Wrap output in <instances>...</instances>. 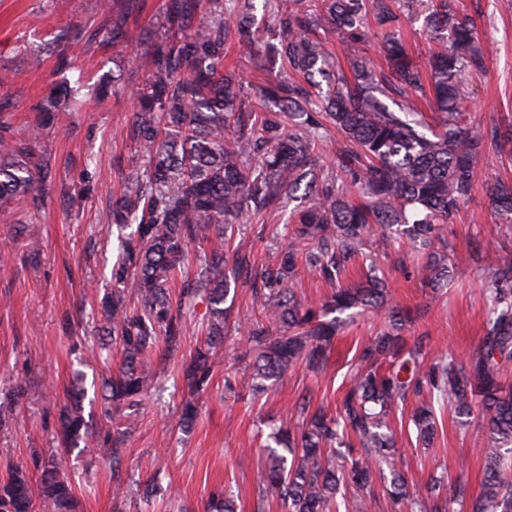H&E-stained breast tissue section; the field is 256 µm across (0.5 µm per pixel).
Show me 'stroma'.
<instances>
[{"instance_id":"1","label":"stroma","mask_w":512,"mask_h":512,"mask_svg":"<svg viewBox=\"0 0 512 512\" xmlns=\"http://www.w3.org/2000/svg\"><path fill=\"white\" fill-rule=\"evenodd\" d=\"M478 27L488 70L474 79L465 104L466 121L490 129L512 120V0H462ZM107 14L100 0H0V96L13 106L4 116L19 140H26L38 120L37 106L51 82L81 81L84 89L71 111L41 132L37 152L47 163L49 194L40 211L14 213L0 221V400L21 397L12 416L0 423V479L33 452L61 459L71 479L75 512H205L220 490L232 492L242 512L257 506L261 446L273 428L299 420L295 402L334 407L357 368L359 345L376 335L383 310L355 313L340 331L327 369L313 374L288 371L264 395L250 400L242 389L226 390L224 363L245 345L228 331L224 350L213 364L210 386L199 398L195 427L182 432L177 420L187 397L177 361L155 365L157 385L139 407L136 430L124 447L120 467L109 448L112 423L99 395L102 369L95 362L91 338L98 303L112 288V265L119 252L115 228L100 223L121 185V170L135 158L126 136L132 101L114 94L96 99L103 76L112 74V48L103 41ZM73 58L58 70L57 50ZM40 55V72L25 60ZM295 208L286 203L274 218L244 225L235 243L250 252L254 265L274 261L286 244L284 226ZM448 252L455 264L448 286L432 291L420 262L404 247L368 242L377 254L393 304L421 308L423 314L405 336L427 335L431 352L446 349L462 356L483 334L485 290L492 277L490 258L512 253V226L501 223L483 188H476L449 225ZM89 392L84 417L92 434L84 446L65 447L58 417L64 393L77 374ZM409 398L393 420L400 466L409 483L425 485L445 478L478 493L483 460L476 443L486 430L481 416L460 423L450 407L437 411L438 434L430 447L418 444ZM162 496L144 499L145 483ZM123 497H115L116 486Z\"/></svg>"}]
</instances>
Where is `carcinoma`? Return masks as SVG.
I'll use <instances>...</instances> for the list:
<instances>
[{"instance_id": "1", "label": "carcinoma", "mask_w": 512, "mask_h": 512, "mask_svg": "<svg viewBox=\"0 0 512 512\" xmlns=\"http://www.w3.org/2000/svg\"><path fill=\"white\" fill-rule=\"evenodd\" d=\"M142 0H112L108 42L117 59L136 48L137 87L112 79V92H129L127 136L137 159L122 171V189L104 212L116 227L122 254L112 266V296L101 306L100 352L121 348L116 371L103 378L101 395L113 404L112 468L137 424V407L151 387L153 359L181 348L187 312L207 302L205 340L181 364L190 399L180 425H193L195 396L211 378L225 329L237 325L245 349L234 358L224 385L241 381L255 394L296 365L318 374L328 364L333 338L352 308L388 303L384 282L369 268L361 284L338 289L318 306L296 291L309 272L334 282L362 256L366 240L395 241L426 258L427 284L438 289L453 277L443 227L479 184L499 216L512 224V184L481 182L486 146L512 155V127L486 134L468 125L463 102L471 79L486 69L476 26L454 0H264L272 25L254 70L278 74L246 84L226 65L232 36L258 32L254 0H164L165 32L131 27ZM421 19L431 49L427 64L409 53L405 23ZM350 51L351 74L330 59L327 35ZM375 49L385 62L370 55ZM327 89H322V86ZM79 83L52 88L38 105L42 122L81 94ZM424 98L427 118L417 104ZM340 135L334 167L323 172L328 127ZM0 125V211L12 202L41 208L47 165L32 144ZM303 193L312 205L287 229L288 251L257 269L250 255L228 244L235 227L273 214ZM224 241L189 261L192 245L209 236ZM264 298L261 318L242 320L228 302L240 280ZM483 336L463 360L446 351L428 359V337L408 343L410 315L391 308L383 329L358 349L359 365L336 414L305 399L301 423L279 428L259 477L257 512L268 497L283 512H366L377 478L388 469L385 494L394 512H512V391L499 382L512 362V258L494 260L486 294ZM82 382L67 391L73 406L60 416L70 445L87 426L79 399ZM426 395L411 417L417 437L437 431L435 406L481 414L487 435L480 447L484 475L471 496L461 483L434 480L412 487L397 468L390 418L411 396ZM292 451V458L278 449ZM40 481L17 467L0 481V512H71L73 489L52 456L36 457ZM207 512H237L233 496L211 499Z\"/></svg>"}]
</instances>
